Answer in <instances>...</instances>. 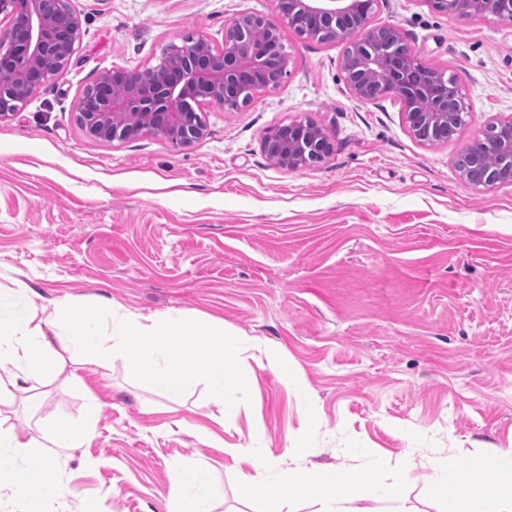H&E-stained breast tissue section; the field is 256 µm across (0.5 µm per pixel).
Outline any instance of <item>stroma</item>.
I'll return each mask as SVG.
<instances>
[{
    "instance_id": "stroma-1",
    "label": "stroma",
    "mask_w": 512,
    "mask_h": 512,
    "mask_svg": "<svg viewBox=\"0 0 512 512\" xmlns=\"http://www.w3.org/2000/svg\"><path fill=\"white\" fill-rule=\"evenodd\" d=\"M81 37L63 74L0 122V286L42 302L95 305L104 331L132 314L223 323L242 348L237 380L213 401L196 381L177 411L121 357L89 363L5 409L19 436L60 417L94 438L55 451L72 497L35 502L0 488V512H170L174 466L223 489L215 512H265L240 495L258 445L280 471L349 467L402 474L408 501L376 512H451L429 496L434 461L466 466L512 448V183L480 192L454 166L491 121L512 115V21L378 0L425 64L457 79L469 109L448 142L425 145L392 97L346 92L344 42L282 27L283 81L236 112L203 105L204 136L176 147L145 134L85 135L76 105L115 68L157 65L167 45L224 39L242 11L277 20L275 0H69ZM331 153L298 169L262 143L296 117ZM284 358L266 365L264 349Z\"/></svg>"
}]
</instances>
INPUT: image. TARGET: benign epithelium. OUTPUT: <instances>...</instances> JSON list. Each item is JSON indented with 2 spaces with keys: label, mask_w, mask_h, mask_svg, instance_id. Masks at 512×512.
Here are the masks:
<instances>
[{
  "label": "benign epithelium",
  "mask_w": 512,
  "mask_h": 512,
  "mask_svg": "<svg viewBox=\"0 0 512 512\" xmlns=\"http://www.w3.org/2000/svg\"><path fill=\"white\" fill-rule=\"evenodd\" d=\"M438 13L460 17L493 16L512 20V0H427ZM378 0H277L281 20L320 42L343 41L348 57L342 66L348 93L361 101L392 96L404 107L408 131L419 142L448 141L468 109L455 78L427 66L402 32L381 39L382 28L370 23ZM0 0V18L8 21L0 39V121L14 115L19 103L60 75L80 37L68 0ZM265 32L263 39L256 32ZM291 56L280 28L265 16L241 12L224 25L219 46L200 37L166 49L161 62L144 70L115 68L87 87L77 106L81 128L100 141L130 140L144 133L187 145L204 135L196 107L208 104L236 112L264 91L278 86ZM134 113L138 122L130 123ZM477 140L500 157L487 168L479 155L469 164L455 162L462 178L479 190L512 182V115L489 124ZM269 161L297 169L319 162L332 150L328 136L308 118L272 130L263 143Z\"/></svg>",
  "instance_id": "7a95c632"
}]
</instances>
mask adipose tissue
Wrapping results in <instances>:
<instances>
[{"instance_id":"adipose-tissue-1","label":"adipose tissue","mask_w":512,"mask_h":512,"mask_svg":"<svg viewBox=\"0 0 512 512\" xmlns=\"http://www.w3.org/2000/svg\"><path fill=\"white\" fill-rule=\"evenodd\" d=\"M36 292L26 284L0 289V364L13 368L0 376V407L13 405L18 381L45 385L58 379L77 380V368L88 362L103 363L119 356L128 370L158 388L172 402H180L196 380L197 363H208L206 386L215 401H223L236 373L224 361L237 340L212 323L187 327L174 318L140 324L129 317L113 324L104 333L97 309L74 300L55 303L51 312L39 316ZM93 420L78 423L58 419L48 436V449H40L36 439H21L0 427V485L8 486L21 499L70 496L69 486L55 475L57 448H77L91 439ZM250 472L241 476L243 496L253 498L274 485L278 494L269 500L268 512H284L294 500L314 496L319 512H374L373 502L402 500L406 484L402 475L385 483L358 478L347 468L311 476L305 471L274 473L263 449L250 448L245 454ZM40 470L44 478L24 482L23 475ZM432 489L436 496L452 498L454 512H512V448L475 457L463 469L450 470L435 462ZM498 473L500 482L485 481L487 472ZM220 487L205 470L195 465H179L173 472L170 500L173 512H213Z\"/></svg>"}]
</instances>
